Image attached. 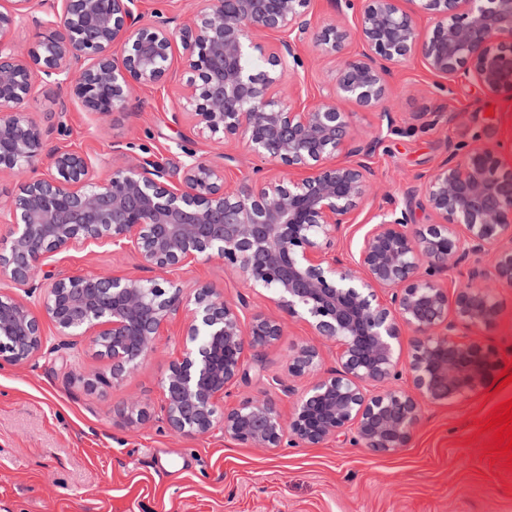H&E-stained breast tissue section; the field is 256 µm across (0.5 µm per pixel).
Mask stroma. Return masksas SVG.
<instances>
[{
    "label": "stroma",
    "instance_id": "35a3bbf8",
    "mask_svg": "<svg viewBox=\"0 0 512 512\" xmlns=\"http://www.w3.org/2000/svg\"><path fill=\"white\" fill-rule=\"evenodd\" d=\"M298 52L304 62L299 102L311 105L331 90L338 63L319 59L309 41ZM388 81L390 117L359 110L351 117L355 135L378 144L368 159L375 190L338 232V247L349 256L386 201L413 205L416 224L434 223L423 190L449 147L482 137L500 146L512 168V95H484L463 77L439 90V77L417 58L393 68ZM23 110L47 144L83 153L102 171L125 163L114 150L118 144L170 167L194 151L223 167L230 191L247 186L255 169L276 171L245 149L227 159L199 139L190 120L177 114L172 77L136 89L126 110L104 118L86 111L64 85L38 84ZM90 270L134 273L138 264L108 247L75 248L55 256L37 277ZM172 277L184 290L206 283L228 300L244 301V319L263 315L284 323L282 336L248 353V377L231 387L225 406L253 398L292 413L307 379H295L289 395L271 380L287 376L288 360L301 345L316 346L324 368L335 367V344L318 341L303 319L274 303L271 292L253 291L221 260L184 266ZM491 293L499 319L477 334L505 369L512 366V286ZM182 327V319H174L138 371L108 386L87 384L108 370L87 339L57 335L50 325L43 357L0 367V512H512V470L489 452L492 434L480 429L512 398V383L424 406L407 447L390 455L349 440L272 450L218 432L183 437L169 430L161 393L180 352ZM132 401L145 413L134 429L121 413Z\"/></svg>",
    "mask_w": 512,
    "mask_h": 512
}]
</instances>
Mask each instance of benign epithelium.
Segmentation results:
<instances>
[{"instance_id": "1", "label": "benign epithelium", "mask_w": 512, "mask_h": 512, "mask_svg": "<svg viewBox=\"0 0 512 512\" xmlns=\"http://www.w3.org/2000/svg\"><path fill=\"white\" fill-rule=\"evenodd\" d=\"M0 0V175L25 174L20 193L0 210V365L29 364L45 354L43 320L60 336H85L111 378L132 374L156 351L158 337L185 312L182 351L162 381L166 419L184 437L212 430L259 448L315 446L355 429L361 446L382 454L406 447L422 403L459 399L486 386L498 361L471 329L494 324L488 283L512 285V169L498 148L476 142L453 149L424 187L438 223L413 224L411 206L390 202L372 215L358 257L336 253L337 232L373 191L365 162L372 143L357 141L348 101L371 111L388 97L393 67L415 56L450 81L468 76L488 95L512 91V0H335L357 19L362 51L336 72L332 94L310 107L298 92L279 94L286 74L303 66L308 39L323 57L341 53L342 22L312 30L310 0H198L173 27L162 14L141 22L138 0ZM434 20L422 32L416 17ZM24 22L42 30L27 53L13 40ZM278 33L268 47L260 33ZM181 60L179 109L198 137L241 145L281 166L257 169L240 191L224 188V168L192 151L168 169L139 155L94 174L85 155L46 149L38 126L19 108L36 82L71 86L82 106L107 117L125 110L138 86L165 81L175 43ZM259 54L264 68L244 66ZM47 153L48 168L34 162ZM350 158L336 162V156ZM134 252L143 278L89 272L44 286L36 273L76 246ZM474 258L453 315L441 277ZM217 258L252 288L275 295L313 335L336 343L337 366L323 370L317 349L301 345L288 376L311 382L288 417L265 401L224 407L248 349L282 335L281 322L240 315L207 284L189 299L169 273ZM39 295L43 316L27 298ZM417 333L408 363L397 352L402 330ZM407 375L411 387L397 384Z\"/></svg>"}]
</instances>
